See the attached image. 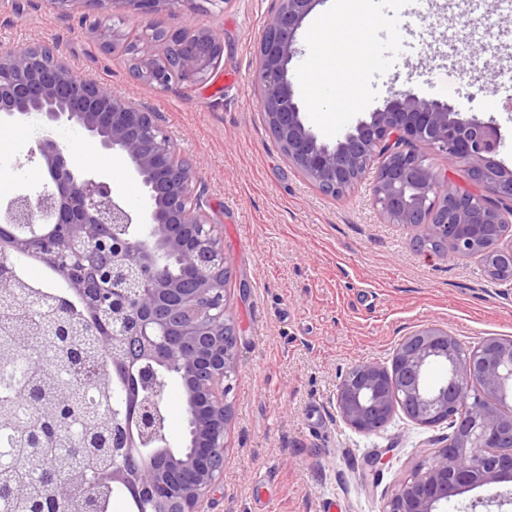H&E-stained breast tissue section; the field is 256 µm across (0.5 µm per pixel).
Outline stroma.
Segmentation results:
<instances>
[{
	"label": "stroma",
	"mask_w": 512,
	"mask_h": 512,
	"mask_svg": "<svg viewBox=\"0 0 512 512\" xmlns=\"http://www.w3.org/2000/svg\"><path fill=\"white\" fill-rule=\"evenodd\" d=\"M275 0H225L194 13L164 11L166 29L215 28L224 54L204 85L167 89L136 80L125 57L100 45L93 23L133 34L144 20L103 18L85 0H0V43L42 41L82 78L159 113L193 168V185L218 224L229 263L224 294L238 333V375L224 476L204 512H382L386 494L442 445L447 425L395 415L374 435L346 425L336 389L360 362L390 363L402 339L437 326L464 345L512 338V279L490 278L480 258L426 256L416 229L388 223L373 204L372 176L339 197L297 170L271 134L255 83L257 43ZM473 0H323L299 32L305 54L295 95L318 138L334 143L402 90L498 125V162L512 168V10L473 24ZM379 14L371 51L311 67L314 40L335 27L358 39L354 18ZM502 86L489 105L482 86ZM113 191L136 203L128 162L98 151L92 162Z\"/></svg>",
	"instance_id": "obj_1"
}]
</instances>
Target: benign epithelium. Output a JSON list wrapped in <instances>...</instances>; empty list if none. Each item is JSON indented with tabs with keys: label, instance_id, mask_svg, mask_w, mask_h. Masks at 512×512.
Wrapping results in <instances>:
<instances>
[{
	"label": "benign epithelium",
	"instance_id": "7a95c632",
	"mask_svg": "<svg viewBox=\"0 0 512 512\" xmlns=\"http://www.w3.org/2000/svg\"><path fill=\"white\" fill-rule=\"evenodd\" d=\"M223 0H87L103 9L148 20L163 10L194 12ZM258 44L260 104L288 161L321 192L342 195L377 163L375 206L391 224L421 228L420 241L446 242L458 257L499 258L512 264V168L494 160L501 144L496 125L464 117L448 105L398 91L384 108L358 121L333 144L306 125L294 91L298 32L322 0H277ZM104 50L128 57L138 79L160 88L205 83L224 52L213 28L182 34L159 30L148 50L129 49L130 37L100 33ZM37 119L41 137L30 150L49 180L37 194L0 202V223L28 229L13 237L12 254H47L59 276L88 311L113 329L112 366L151 376L141 402L138 440L124 439L119 464L88 481L61 468L45 494L52 507L76 487L109 481L143 496L144 512H201L224 471L225 432L232 415L228 394L238 373L237 338L224 295L228 260L216 224L193 196V175L180 151L150 112L110 89L76 76L45 44L22 51L0 48V124ZM76 127L128 160L143 188L133 210L110 184L80 163L57 131ZM461 164L479 192L448 182V172L425 163L421 149ZM181 273L167 271V261ZM441 366L442 383L426 381ZM180 374L192 410L188 453L161 447L159 369ZM512 339L492 337L467 347L448 330L426 327L407 336L390 365H354L336 390V407L355 431L377 434L402 412L424 427L450 420L446 444L425 456L412 476L387 496L382 512H448V502L475 488L512 479ZM83 427L58 433L69 455Z\"/></svg>",
	"mask_w": 512,
	"mask_h": 512
}]
</instances>
